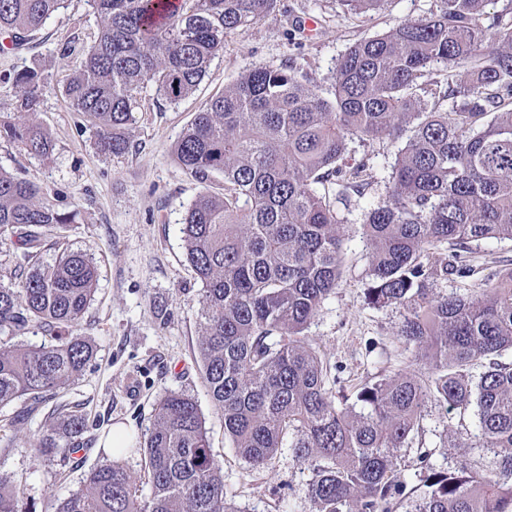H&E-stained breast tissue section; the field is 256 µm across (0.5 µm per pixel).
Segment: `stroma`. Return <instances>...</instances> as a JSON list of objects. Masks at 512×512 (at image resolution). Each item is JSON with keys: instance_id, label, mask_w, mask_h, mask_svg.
I'll use <instances>...</instances> for the list:
<instances>
[{"instance_id": "1", "label": "stroma", "mask_w": 512, "mask_h": 512, "mask_svg": "<svg viewBox=\"0 0 512 512\" xmlns=\"http://www.w3.org/2000/svg\"><path fill=\"white\" fill-rule=\"evenodd\" d=\"M430 5L431 0H388L379 12L355 16L344 11L340 0H278L275 12L226 39L223 53L189 97L171 104L155 86L145 85L131 148L119 157L98 148L82 115L58 93L46 95L31 116L52 136L51 158L35 159L0 139L1 169L42 186L47 203L56 209L78 213L76 223L46 231V242L86 251L99 268L97 291L78 327L79 335L93 343L95 356L56 396L57 402L79 405L88 417L91 445L84 468H73L62 455L37 451L34 437L45 424L44 412L28 413L24 400L0 407V475L13 481L37 512L49 500L77 490L85 467L111 459L103 440L113 426H125L135 440H143L154 404L167 390L196 400L212 451L223 465L228 499L244 512H311L307 465L292 449L282 448L267 468L251 470L225 436L224 418L203 382L197 350L200 286L186 261L180 228L201 191L223 192L224 176L197 181L178 162L174 146L204 103L247 69L287 64L322 96H330L336 62L350 46L425 14ZM307 18L317 24L310 38L300 32ZM99 25L87 0H70L29 40L0 48V116H14L17 74L34 69L62 85L76 69L79 52L94 43ZM69 42L77 52L66 56L62 47ZM398 148L387 139L350 142L346 163L365 165L373 188L339 211L343 277L306 331L349 388L414 366L411 347L397 336L400 310L374 308L364 299L370 250L362 237L363 215L387 197ZM467 256L474 275L440 284L441 293L479 294L484 269L512 261V241L473 243ZM19 413L26 414V421L6 427L5 419ZM458 423L438 405L426 404L419 438L422 448L432 449L433 466L446 469L462 453L481 467H494L493 455L482 448L461 452L447 447L448 433Z\"/></svg>"}]
</instances>
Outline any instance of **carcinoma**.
Returning a JSON list of instances; mask_svg holds the SVG:
<instances>
[{"label":"carcinoma","instance_id":"obj_1","mask_svg":"<svg viewBox=\"0 0 512 512\" xmlns=\"http://www.w3.org/2000/svg\"><path fill=\"white\" fill-rule=\"evenodd\" d=\"M68 0H0V34L13 44L40 30ZM97 38L59 88L36 70L17 75L15 109L36 112L59 91L83 115L105 153L121 156L137 123L144 84L171 103L191 95L226 37L270 12L278 0H88ZM351 14L387 0H341ZM491 0H432L425 15L357 41L338 60L326 98L287 65H261L213 96L175 144L181 166L204 183L224 174V193L201 192L181 233L202 285L198 355L224 434L255 470L281 448L309 466L312 512H397L400 453L419 429L427 401L464 419L458 431L494 454L493 468L462 457L437 470L418 456L410 512H512V267L490 270L479 295H441L467 278V246L512 240V5L488 15ZM456 72L455 83L435 78ZM451 107L444 108L445 102ZM388 199L365 213L371 250L367 304L402 310L397 336L426 371L382 377L340 405L338 377L305 331L341 278L336 200L372 186L363 165L345 163L349 141L401 137ZM0 138L49 158L54 143L26 120H0ZM48 204L37 184L0 169V242L12 248L18 282L0 283V335L31 327L51 340L0 342V406L52 399L93 358L76 331L97 289L98 268L82 250L43 258L42 229L76 222ZM481 367L473 375L475 367ZM85 418L64 407L48 416L35 447L85 451ZM143 473L118 460L92 468L50 512H242L224 494L221 463L196 401L159 395L143 444ZM150 494H139L142 481ZM0 512H32L0 476Z\"/></svg>","mask_w":512,"mask_h":512}]
</instances>
